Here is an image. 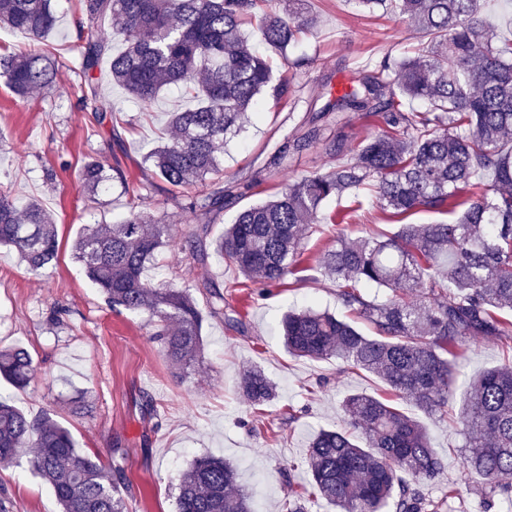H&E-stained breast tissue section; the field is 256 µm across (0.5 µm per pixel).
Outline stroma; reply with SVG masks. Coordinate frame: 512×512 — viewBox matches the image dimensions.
<instances>
[{"label": "stroma", "mask_w": 512, "mask_h": 512, "mask_svg": "<svg viewBox=\"0 0 512 512\" xmlns=\"http://www.w3.org/2000/svg\"><path fill=\"white\" fill-rule=\"evenodd\" d=\"M310 2L317 26L287 55L269 53L275 78L291 85L289 100L263 95L260 114L224 145L220 178L239 185L237 207L263 200L303 176L331 170L336 160L320 143L295 152L293 141L302 134L303 121L335 103L339 88L349 85L358 67L407 57L419 42L414 28L397 13H369L355 0ZM52 7L58 26L40 42L0 28V43L8 51L34 45L59 68L56 87L26 97L0 80V190L19 206L40 199L54 218L60 243L56 264L40 272L20 262L14 250L0 249V347H24L36 368L26 389L1 382L0 394L29 415L51 413L79 448L102 461L111 458L112 439L121 438L128 450L126 477L136 493L130 512H175L174 487L201 455L225 458L237 468L255 512H282L290 487L310 483L303 465L310 441L321 430L344 428L343 396L380 395L384 389L361 371L344 370L339 361L289 355L278 323L291 310L345 315L334 281L317 266L318 257L339 234L388 236L397 222L384 218L370 190L362 189L363 207L352 223L318 225L303 243L297 281L260 299L240 285L230 261L214 254L201 266L180 246L165 248L145 273L148 286L171 280L177 272L214 279L224 283L225 298L243 318L242 327L235 328L205 317L203 364L189 376L175 375L144 318L109 308L74 260L72 245L83 227L118 222L133 204L172 224L178 234L194 223L186 204L200 184L171 187L144 162L157 141L169 134L166 112L187 100L183 91L172 89L146 109L105 74L95 93L114 111L96 121L80 102L85 85L72 35L78 0H52ZM384 127L381 117L348 112L342 123H328L326 132L354 150ZM90 160L102 162L106 171L120 170L122 179L89 194L81 170ZM49 168L56 173L52 184L45 180ZM510 353L512 335L478 338L468 343L459 365L473 377L498 366ZM255 365L265 370L279 393L261 414L253 413L239 393L242 374ZM82 393L91 408L79 417L71 413L69 402ZM146 394L158 406L151 421L142 418L138 407ZM425 423L445 465L439 478L426 486L427 495L444 501L443 512H482L477 482L463 466V436L439 417ZM27 457L23 450L13 465L0 466V497L9 498V512H59L48 485L30 471ZM452 487L458 495L451 500L447 493Z\"/></svg>", "instance_id": "35a3bbf8"}]
</instances>
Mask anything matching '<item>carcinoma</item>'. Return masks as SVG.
I'll use <instances>...</instances> for the list:
<instances>
[{
  "mask_svg": "<svg viewBox=\"0 0 512 512\" xmlns=\"http://www.w3.org/2000/svg\"><path fill=\"white\" fill-rule=\"evenodd\" d=\"M420 34L421 47L394 66L383 63L359 76L339 97L346 107L382 114L385 129L348 156L340 140L326 151L342 158L336 168L289 183L268 199L243 207L224 233L209 238L210 218L236 203L234 185L220 181L189 208L200 222L183 233L194 263L210 252L224 256L255 288L280 287L301 262V243L320 223L322 203L347 195L361 208L359 190L373 187L376 202L393 217L416 210L461 208L452 224H402L385 237L341 234L318 264L336 281L342 305L370 325L328 311H289L280 337L296 358H336L344 367L378 378L389 397L347 394L342 407L348 428L323 430L307 450L304 465L314 494L335 512H431L423 487L435 481L442 462L424 424L395 401L429 417L447 416L456 404L458 351L470 340L512 332V38L482 16L481 0H358L373 8L386 2ZM259 0H79L75 18L81 48L80 73L92 83L103 60L111 81L149 107L171 86L195 100L169 116L170 136L147 156L154 174L172 187L204 183L220 169L224 137L250 112L259 95L288 98V83L274 81L269 62L243 35L258 20L260 40L282 51L317 22L304 0L281 11L258 13ZM116 21L114 35L98 23ZM0 23L40 39L58 17L50 0H0ZM55 62L35 53H0V78L18 96L54 85ZM422 111H407L404 100ZM90 191L106 180L97 161L83 167ZM468 187L478 192L464 201ZM171 237V225L131 207L118 224L83 228L74 242L76 259L114 311L145 314L153 339L177 373L203 358V312L231 326L239 312L224 302V290L208 279L183 278L151 288L144 273ZM0 246L16 251L31 270L53 266L58 239L53 216L39 200L18 208L0 195ZM387 291L383 300L364 292ZM0 376L17 389L34 378L33 360L22 347L0 350ZM240 393L256 410L276 397L260 367L247 370ZM464 438V465L482 480L486 503L512 501V360L484 371L468 384L455 413ZM363 435L364 444L353 438ZM30 449L32 472L51 487L61 512H128L133 497L122 461L112 464L77 448L69 430L43 413L30 416L0 395V465ZM176 512H254L232 464L204 456L178 483Z\"/></svg>",
  "mask_w": 512,
  "mask_h": 512,
  "instance_id": "carcinoma-1",
  "label": "carcinoma"
}]
</instances>
